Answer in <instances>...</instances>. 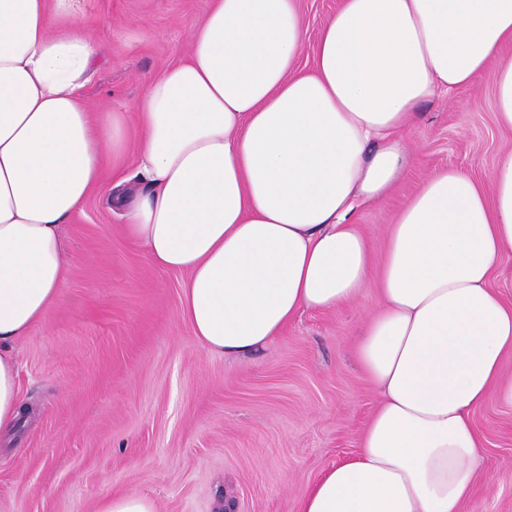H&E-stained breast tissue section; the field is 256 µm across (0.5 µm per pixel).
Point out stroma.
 I'll list each match as a JSON object with an SVG mask.
<instances>
[{
  "instance_id": "35a3bbf8",
  "label": "stroma",
  "mask_w": 512,
  "mask_h": 512,
  "mask_svg": "<svg viewBox=\"0 0 512 512\" xmlns=\"http://www.w3.org/2000/svg\"><path fill=\"white\" fill-rule=\"evenodd\" d=\"M341 0H296L310 70L319 29ZM210 0H86L98 56L82 89L91 111L132 114L149 80L185 61ZM512 47L471 85L424 103L401 133L412 168L351 221L374 258L386 228L431 173L489 182L512 131L494 118V80ZM105 192L62 227L63 297L18 350L31 414L0 435V512H96L137 492L160 512H295L324 468L352 457L379 403L356 346L380 309L375 282L328 312L303 311L273 342L236 358L201 347L182 313L184 273L155 267ZM488 487L462 512H512V405L472 414Z\"/></svg>"
}]
</instances>
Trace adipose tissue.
Listing matches in <instances>:
<instances>
[{"label": "adipose tissue", "mask_w": 512, "mask_h": 512, "mask_svg": "<svg viewBox=\"0 0 512 512\" xmlns=\"http://www.w3.org/2000/svg\"><path fill=\"white\" fill-rule=\"evenodd\" d=\"M294 0H212L186 61L135 105V186L108 182L122 118L81 90L95 45L82 0H0V434L25 403L16 346L59 303L60 227L104 189L154 266L186 273L199 344L249 356L304 309L357 298L372 255L349 218L413 164L400 137L438 92L512 45V0H343L314 66L296 67ZM512 150L490 183L436 171L387 232L382 310L358 360L381 400L357 453L324 469L298 512H461L479 489L473 411L512 403Z\"/></svg>", "instance_id": "obj_1"}]
</instances>
